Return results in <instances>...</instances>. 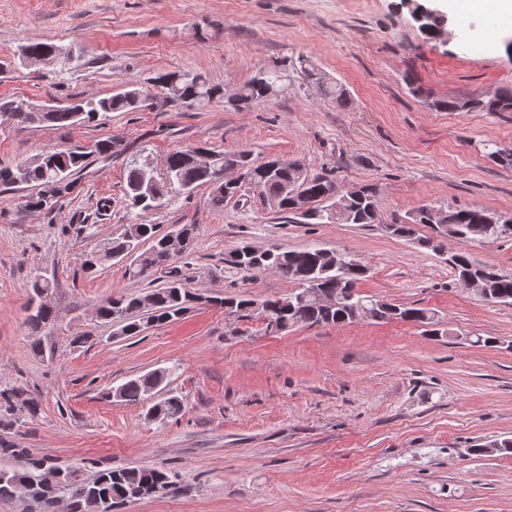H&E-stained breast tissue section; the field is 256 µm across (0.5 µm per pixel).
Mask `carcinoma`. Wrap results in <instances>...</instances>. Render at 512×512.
<instances>
[{
  "label": "carcinoma",
  "mask_w": 512,
  "mask_h": 512,
  "mask_svg": "<svg viewBox=\"0 0 512 512\" xmlns=\"http://www.w3.org/2000/svg\"><path fill=\"white\" fill-rule=\"evenodd\" d=\"M409 11L424 14V21L419 30L429 37L440 33L443 20L434 14L420 0H413L407 5ZM28 56L43 58L60 50V47L49 41H34L25 45ZM300 71L305 80L314 84L321 92L336 99L342 106L349 104L348 90L340 83L324 77L318 69L299 60ZM155 83L161 88L166 98L184 103L190 107L199 108L208 105L220 94L219 88L211 85L201 75L163 73L155 77ZM288 90L282 72L270 69L253 77L235 96L230 104L241 106L252 100L269 98L274 94ZM151 95H143L136 90L119 92L110 97L84 100L76 107L54 108L44 112H33L15 101L0 99V112L8 113L17 123L27 125L52 124L55 126H71L76 123L94 121L107 112H137L151 107ZM432 105L437 110L444 111H473L512 112V92H505L493 99L471 98L459 100L456 98L436 99ZM83 110L80 118H75L74 109ZM113 142L110 139L99 140L86 150L70 148L45 154L41 160H33L19 164L13 168H0V186L11 188L25 185L34 190L26 197V207L32 210H43L42 197L46 190L60 185L58 198L70 194L75 187L78 174L87 166L90 156L109 158L112 156ZM206 151L214 156L213 165L209 168L201 166L195 160L193 152ZM237 169L242 182L239 187L230 192L224 190V184L217 183L221 173L226 169ZM165 183L154 182L157 197H144L142 184L153 182L151 171L140 165H132L127 171L126 197L130 204L143 211L155 207L158 199L173 191L189 192L196 186L208 184L212 186L210 204L212 208L221 210L224 202L232 199L242 200L245 193L256 194L260 201L273 206L279 212L288 215L292 213L295 195H305L311 208L304 215L308 224L332 223L329 207L330 195L336 187V181L328 174H310L304 165L298 161L293 165L270 169L267 163H258L249 150L233 153L213 150L205 146H187L171 153L166 159ZM346 224H377L379 223L380 200L377 186L367 184L361 186L357 196H350L344 203ZM486 213L483 209L448 208L443 205H424L414 209L409 221L403 224L402 230L411 234L413 225L424 224L438 230L445 225L448 229L460 234L463 241H480L486 239ZM168 234L160 231L155 224H129L124 230L99 245L98 251L120 257H130L128 276L136 280H147L162 267L177 262L174 258ZM149 242L150 247L141 249V243ZM451 266L455 275L471 266L475 272L483 274L495 294L493 301L512 302V275H505L491 265L476 262L468 252L457 253V259ZM257 270H269L272 273L297 285V290L283 296L267 298L262 304L267 307V316L292 326L296 324L318 326L322 324L343 325L352 322V303L344 302L332 312H327L314 299L304 303L296 301L298 294L310 288H334L340 281L349 288V296L355 302L365 299L356 292L358 281L364 275L352 265L336 268L334 258L321 255V247L311 246L300 250H272V256L255 266ZM153 298L151 308L141 307L142 296L138 294L120 295L105 299L97 309V314L104 322L119 327L123 336H136L148 324L165 325L178 319L182 312L193 303L191 289L182 279L172 277L165 286L150 290ZM29 322L36 328L45 326L54 320L53 310L43 304L30 305ZM157 379L151 373L131 379L120 386L121 397L131 403H140L146 394L155 390ZM0 399L5 403V410H10L16 400L31 415L39 411L38 402L31 399H20L16 391L1 393ZM182 411V401L172 395L163 400L159 406L158 419L164 420L178 415ZM0 449L24 459V465L19 469H0V498L17 497L18 489L37 480V476L51 462L44 458H36L25 448H15L9 443L0 441ZM171 486L168 475L158 469L143 467H126L116 470H102L98 481L90 486L81 485L79 475L74 471H65L62 485L36 502L35 512H58L56 500L66 498L69 512H96V503L110 502V505L120 507L129 503V497L136 488H144L155 494Z\"/></svg>",
  "instance_id": "cac0c4a2"
}]
</instances>
